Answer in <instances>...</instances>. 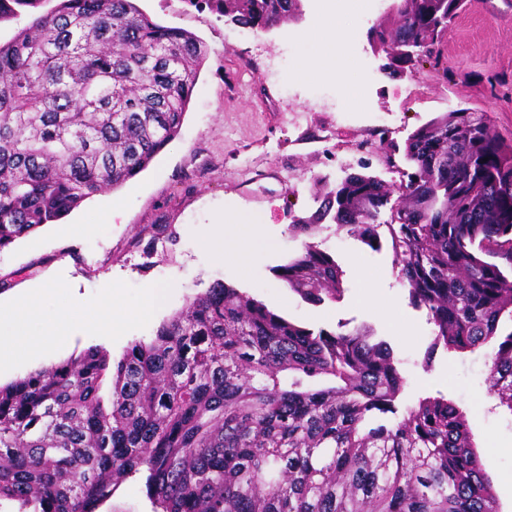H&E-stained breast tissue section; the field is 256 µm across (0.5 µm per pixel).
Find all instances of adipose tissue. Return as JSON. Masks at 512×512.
I'll use <instances>...</instances> for the list:
<instances>
[{"label":"adipose tissue","mask_w":512,"mask_h":512,"mask_svg":"<svg viewBox=\"0 0 512 512\" xmlns=\"http://www.w3.org/2000/svg\"><path fill=\"white\" fill-rule=\"evenodd\" d=\"M309 38L317 44L314 55L305 59L298 75L310 78L319 75L342 76L349 68L344 56L348 34L335 13H325L314 29L309 30ZM165 305L164 291L158 287H148L141 308L128 310L121 306L118 298H110L99 305L100 314L95 324L110 335L118 336L126 324L148 311H156ZM41 323L40 332H32V323ZM69 315L59 311L53 318L44 319L38 305L27 298L16 300L12 314L0 318V350L7 346L20 347L22 355L36 357L55 345L68 333Z\"/></svg>","instance_id":"obj_1"}]
</instances>
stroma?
<instances>
[{
	"label": "stroma",
	"mask_w": 512,
	"mask_h": 512,
	"mask_svg": "<svg viewBox=\"0 0 512 512\" xmlns=\"http://www.w3.org/2000/svg\"><path fill=\"white\" fill-rule=\"evenodd\" d=\"M397 2L383 0L374 20L346 14L361 57L332 91L321 78L295 75L298 61L316 51L306 33L317 0H303L299 19L266 31L239 27L188 0H136L155 22L195 35L208 58L179 134L145 170L0 249V312L28 296L44 316L63 308L71 320L58 348L0 364V383L92 346L118 361L133 342L151 340L190 299L223 282L304 326L369 327L401 361L405 386L398 408L440 394L462 409L500 512H512V413L483 401V351L432 349L433 326L400 283L388 236L371 247L337 230L332 220L322 221L314 241L344 271L338 301L308 303L275 274L301 245L288 229L292 216L313 214L347 174L382 181L388 201L378 219L388 220L412 170L405 143L440 113H487L498 135L512 139V0H467L451 23L440 62L419 61L391 77L370 31ZM354 84L362 90L359 101L339 111L337 92ZM232 213L250 219L240 227L249 248L239 261L219 259L204 244L209 225ZM150 283L167 287L165 308L129 322L121 336L92 328L103 298L115 293L124 307L136 309ZM153 510L139 475L99 508Z\"/></svg>",
	"instance_id": "35a3bbf8"
}]
</instances>
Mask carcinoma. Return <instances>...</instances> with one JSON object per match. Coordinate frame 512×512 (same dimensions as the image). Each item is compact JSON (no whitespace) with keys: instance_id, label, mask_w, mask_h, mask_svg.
<instances>
[{"instance_id":"cac0c4a2","label":"carcinoma","mask_w":512,"mask_h":512,"mask_svg":"<svg viewBox=\"0 0 512 512\" xmlns=\"http://www.w3.org/2000/svg\"><path fill=\"white\" fill-rule=\"evenodd\" d=\"M39 0H0V19ZM266 30L302 0H188ZM465 0H399L379 48L408 33L439 61ZM203 43L133 0H60L0 43V249L143 171L180 132ZM403 202L385 224L399 281L434 345L472 352L512 321V140L485 113L450 111L407 139ZM387 192L351 173L289 230L275 269L304 300L335 302L344 271L310 241L326 218L372 246ZM112 373L109 391L104 379ZM489 393L512 413V332L489 355ZM404 378L367 327L297 325L216 282L150 342L78 356L0 385V501L97 512L143 472L160 512H498L463 412L425 396L390 426Z\"/></svg>"}]
</instances>
